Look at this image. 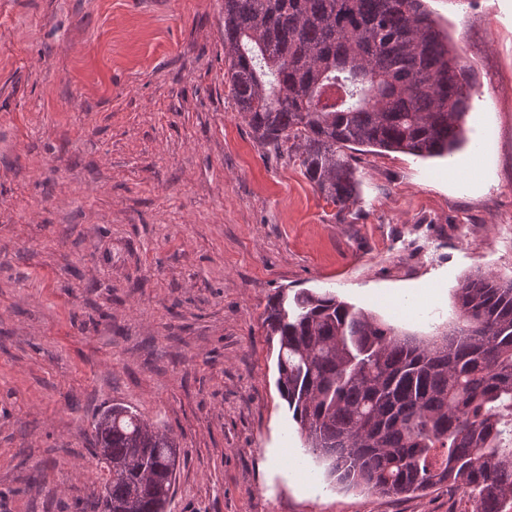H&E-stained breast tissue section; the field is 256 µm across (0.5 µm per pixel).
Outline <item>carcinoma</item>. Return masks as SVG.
Here are the masks:
<instances>
[{"label": "carcinoma", "mask_w": 512, "mask_h": 512, "mask_svg": "<svg viewBox=\"0 0 512 512\" xmlns=\"http://www.w3.org/2000/svg\"><path fill=\"white\" fill-rule=\"evenodd\" d=\"M224 81L256 141H289L338 210L358 201L357 147L450 156L476 93L425 0H224ZM457 323L402 336L334 294L270 300L277 386L304 452L347 486L393 498L441 484L473 512H512V279L474 275ZM107 477L82 512H166L173 434L123 404L94 425Z\"/></svg>", "instance_id": "cac0c4a2"}]
</instances>
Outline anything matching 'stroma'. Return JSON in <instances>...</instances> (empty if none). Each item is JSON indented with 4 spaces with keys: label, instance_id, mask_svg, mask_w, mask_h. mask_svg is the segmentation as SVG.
<instances>
[{
    "label": "stroma",
    "instance_id": "obj_1",
    "mask_svg": "<svg viewBox=\"0 0 512 512\" xmlns=\"http://www.w3.org/2000/svg\"><path fill=\"white\" fill-rule=\"evenodd\" d=\"M477 94L454 159L358 151L353 207L266 153L224 83L223 0H0V512H77L93 424L180 446L167 512H468L304 454L264 323L329 291L402 334L512 278V0H427Z\"/></svg>",
    "mask_w": 512,
    "mask_h": 512
}]
</instances>
